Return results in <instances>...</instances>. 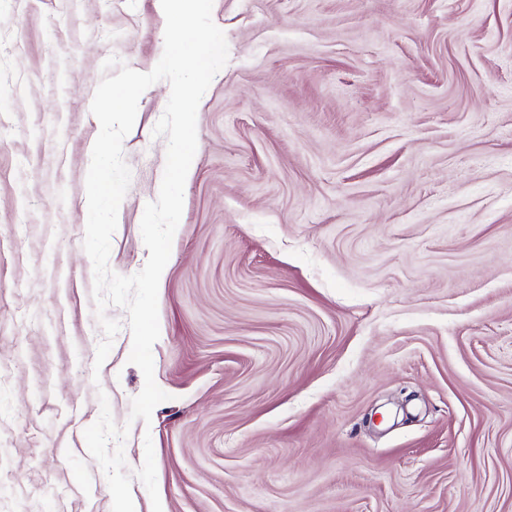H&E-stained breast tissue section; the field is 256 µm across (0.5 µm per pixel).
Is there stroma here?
Here are the masks:
<instances>
[{
  "mask_svg": "<svg viewBox=\"0 0 512 512\" xmlns=\"http://www.w3.org/2000/svg\"><path fill=\"white\" fill-rule=\"evenodd\" d=\"M227 64L159 283L150 423L127 312L102 365L80 194L155 0H0V512H112L107 395L164 512H512V0H213ZM140 97L109 266L129 276L167 142Z\"/></svg>",
  "mask_w": 512,
  "mask_h": 512,
  "instance_id": "stroma-1",
  "label": "stroma"
}]
</instances>
